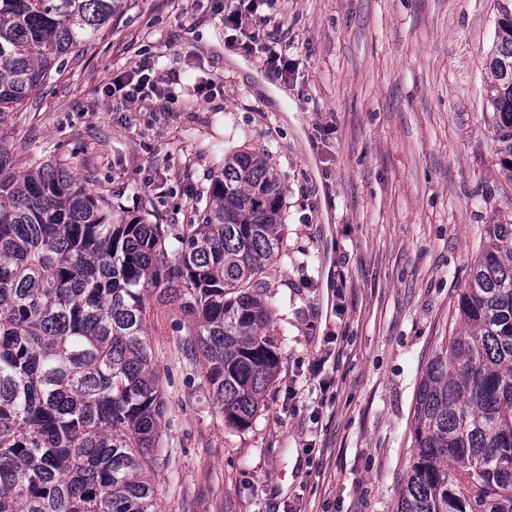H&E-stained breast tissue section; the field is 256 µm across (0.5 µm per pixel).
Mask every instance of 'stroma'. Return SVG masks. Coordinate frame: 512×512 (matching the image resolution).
Wrapping results in <instances>:
<instances>
[{
	"label": "stroma",
	"instance_id": "stroma-1",
	"mask_svg": "<svg viewBox=\"0 0 512 512\" xmlns=\"http://www.w3.org/2000/svg\"><path fill=\"white\" fill-rule=\"evenodd\" d=\"M213 5L128 0L7 135L21 162L58 160L162 224L193 220L225 153H268L284 184L286 253L265 276L279 371L250 427L229 426L186 318L150 304L161 508L396 512L425 365L460 330L487 226L512 222L486 92L497 0H276L285 80L241 53ZM145 62L169 76L165 99L117 110L113 77ZM321 357L326 390L311 374Z\"/></svg>",
	"mask_w": 512,
	"mask_h": 512
}]
</instances>
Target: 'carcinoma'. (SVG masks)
Listing matches in <instances>:
<instances>
[{
	"label": "carcinoma",
	"instance_id": "obj_1",
	"mask_svg": "<svg viewBox=\"0 0 512 512\" xmlns=\"http://www.w3.org/2000/svg\"><path fill=\"white\" fill-rule=\"evenodd\" d=\"M128 0H0V512H161L165 401L150 302L189 322L224 421L251 425L279 368L263 278L281 250L269 155L224 156L189 224L128 214L3 134L63 56ZM488 58L494 146L512 178V0ZM419 383L397 512H512V224H490Z\"/></svg>",
	"mask_w": 512,
	"mask_h": 512
}]
</instances>
